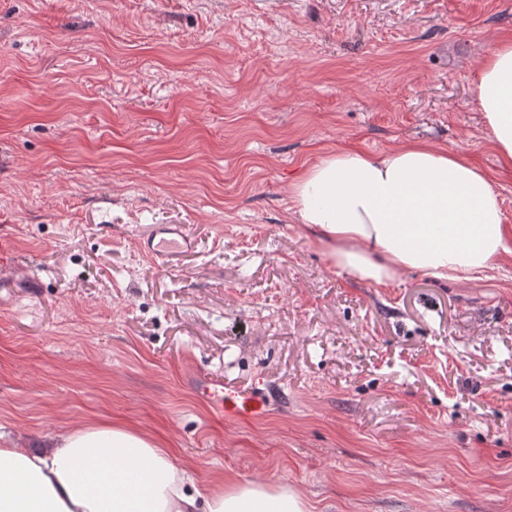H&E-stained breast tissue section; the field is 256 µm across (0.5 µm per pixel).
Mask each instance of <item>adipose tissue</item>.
I'll return each mask as SVG.
<instances>
[{
  "label": "adipose tissue",
  "mask_w": 512,
  "mask_h": 512,
  "mask_svg": "<svg viewBox=\"0 0 512 512\" xmlns=\"http://www.w3.org/2000/svg\"><path fill=\"white\" fill-rule=\"evenodd\" d=\"M497 161L512 169V39L472 80ZM293 214L336 268L384 286L420 272L478 278L512 255V226L488 175L462 151L409 141L341 147L293 184ZM0 512H308L294 490L199 482L155 438L112 424L0 441Z\"/></svg>",
  "instance_id": "1"
}]
</instances>
